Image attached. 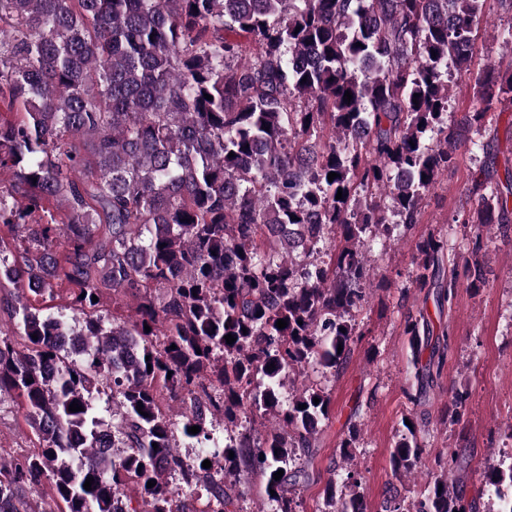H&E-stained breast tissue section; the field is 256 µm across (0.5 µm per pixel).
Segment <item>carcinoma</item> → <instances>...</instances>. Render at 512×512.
Listing matches in <instances>:
<instances>
[{"instance_id":"cac0c4a2","label":"carcinoma","mask_w":512,"mask_h":512,"mask_svg":"<svg viewBox=\"0 0 512 512\" xmlns=\"http://www.w3.org/2000/svg\"><path fill=\"white\" fill-rule=\"evenodd\" d=\"M480 8L0 0V171L11 173L0 178V287L14 288L0 305V396L21 399L42 442L36 454L0 458V512H38L27 491L44 480L58 512H116L127 490L145 509L126 512H176L177 471L206 488L210 512H234L232 485L254 468L272 512H294L290 494L310 473L288 462L298 448L310 453L330 406L322 388H299L297 378L343 367L356 336L348 315L365 297L367 240L392 234L390 210L416 223L424 194L454 163L461 140L448 132L442 68L470 70ZM476 86L482 107L465 116L470 127L512 104V69L491 65ZM498 165L488 155L469 190L471 255L447 261L433 236L417 246L415 281L434 289L441 312L461 286L484 284L483 235L512 223V148L503 183ZM330 172L339 177L328 181ZM328 237L337 241L330 263L301 272L297 258ZM63 288L70 302L45 312ZM128 296L134 314L105 325L100 302ZM67 310L83 316L81 328ZM404 324L419 405L443 357L424 309ZM105 379L118 408L111 424L94 413ZM73 402L83 410L69 411ZM246 405L278 426L224 443L209 468L202 457L186 465L176 433L207 448L210 417L232 422ZM422 453L416 427L407 428L391 454L395 474L419 472ZM438 466L426 473L424 498L384 512H466L464 485L449 474L467 459L451 452ZM483 477L512 486V465ZM322 500L321 512H364L355 480L329 481Z\"/></svg>"}]
</instances>
